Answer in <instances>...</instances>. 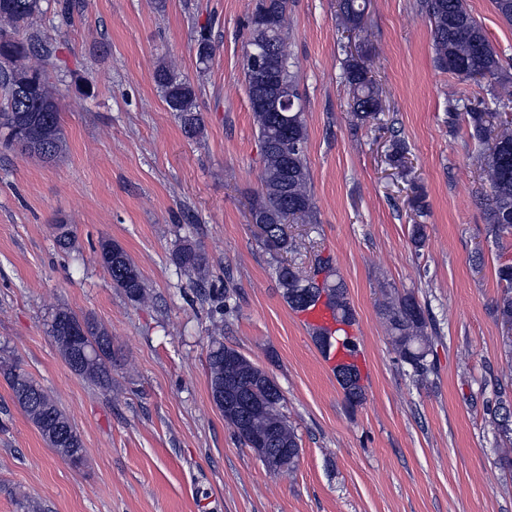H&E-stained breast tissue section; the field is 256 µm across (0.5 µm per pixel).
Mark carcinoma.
Segmentation results:
<instances>
[{"label":"carcinoma","mask_w":512,"mask_h":512,"mask_svg":"<svg viewBox=\"0 0 512 512\" xmlns=\"http://www.w3.org/2000/svg\"><path fill=\"white\" fill-rule=\"evenodd\" d=\"M424 6L432 25L436 66L462 81L487 89L493 98L488 105L471 99L462 91L448 94V126L466 123L470 135L485 143L476 163L486 191L485 221L488 233L496 240L512 236V121L507 110L512 107V82L501 78L503 65L465 0H425ZM366 0H339L344 24L359 27ZM288 0H256L250 17V36L243 58V70L258 140L263 156L261 189L250 204V215L263 248L276 261L274 273L288 305L302 311L326 296V304L336 311L343 323L355 320L347 297V288L337 271L327 261H316L308 270L297 272L280 261L284 253L297 249L296 240L288 236L286 224L300 220L316 223L311 193L310 171L306 160L307 132L303 113L284 114L273 107H260L255 97L260 86L270 81L277 85L278 98L300 101L295 76L289 70L285 50L284 20ZM41 0H0V128L13 133L4 139L5 146L28 155L52 161L66 150L61 125L58 94L49 81L47 67L53 64L55 51L49 38L33 33L20 38L21 30L40 12ZM198 63L205 65L213 53L210 32L203 29L195 37ZM352 88L351 112L356 120L365 121L381 110L377 84L369 68L358 61L347 66ZM154 81L169 110L177 116L189 139L204 131L202 113L197 109V89L166 67H159ZM55 240L65 250L75 249L77 238L70 224H56ZM172 263L205 284L209 259L201 246L189 239L180 243L171 255ZM99 262L130 301L141 304L149 298L140 270L127 252L110 240L99 244ZM497 277L503 291L495 302L501 324L512 323V262L498 267ZM228 291L204 289L200 292L209 305L212 318L207 351L210 393L230 382L234 385L238 412H224L226 425L247 447L263 438L262 447L270 458L288 456V462L274 469L278 473L293 469L300 457L299 438L284 413V397H271L267 384L270 376L237 350L224 345V307ZM394 350L421 376L431 371L427 360L430 351L424 313L411 295L388 298L384 303ZM78 330L90 345L97 347L94 357L76 364L77 351L70 339ZM49 334L67 365L79 376L106 394L112 393V334L90 317L79 318L62 307L52 317ZM0 373L9 382L15 403L38 429L49 447L63 459L76 465L84 458L80 435L70 417L28 373L0 361ZM336 380L351 405L361 403L365 387L358 368L339 364Z\"/></svg>","instance_id":"1"}]
</instances>
